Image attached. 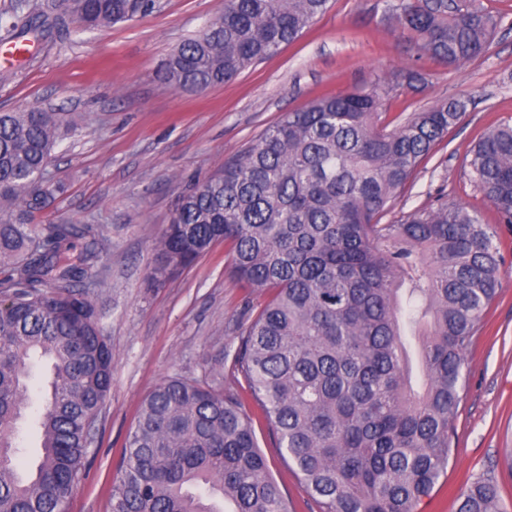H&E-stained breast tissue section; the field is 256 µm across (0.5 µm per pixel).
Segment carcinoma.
Returning <instances> with one entry per match:
<instances>
[{"label": "carcinoma", "mask_w": 512, "mask_h": 512, "mask_svg": "<svg viewBox=\"0 0 512 512\" xmlns=\"http://www.w3.org/2000/svg\"><path fill=\"white\" fill-rule=\"evenodd\" d=\"M329 2L224 0V13L169 57L165 79L192 90L228 82L298 38ZM156 3L44 0L25 13L15 0L0 42L130 22ZM391 19L417 52L450 67L479 58L501 23L480 0H399ZM380 107L372 88L283 113L182 196L149 272L162 284L222 241L229 275L270 294L224 359L319 512H415L444 476L467 351L497 293L500 233L512 231V119L467 161L496 223L454 203L379 223L467 101H438L393 127ZM72 132L61 112H0V512H68L112 384L92 298L103 279L91 273L107 237L94 224L34 223L64 192L48 167ZM42 360L51 378L33 418L41 443L25 468L18 421ZM110 509L291 512L239 393L180 375L142 400ZM458 512H512V503L486 472Z\"/></svg>", "instance_id": "carcinoma-1"}]
</instances>
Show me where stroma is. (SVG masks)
Here are the masks:
<instances>
[{
    "mask_svg": "<svg viewBox=\"0 0 512 512\" xmlns=\"http://www.w3.org/2000/svg\"><path fill=\"white\" fill-rule=\"evenodd\" d=\"M398 0H332L327 12L271 58L200 92L173 88L161 64L220 14L224 0H160L150 15L44 41L33 59L0 75V112H66L77 129L50 171L65 185L44 221L98 224L108 245L94 299L105 313L112 385L69 512H109L125 440L141 400L173 375L219 379L238 389L224 354L265 297L226 271L223 245L158 286L147 276L156 241L180 196L257 139L282 113L326 93L377 89L388 117L451 98L466 114L432 149L383 215L399 221L436 200L460 203L486 223L496 214L470 181L473 146L512 118V0H481L502 24L480 58L449 67L417 56L388 18ZM420 75L408 84L403 70ZM503 274L468 353L470 387L458 413L448 474L416 512H457L469 477L494 471L512 494V233L501 236ZM255 435L269 473L293 512H318L263 423Z\"/></svg>",
    "mask_w": 512,
    "mask_h": 512,
    "instance_id": "stroma-1",
    "label": "stroma"
}]
</instances>
